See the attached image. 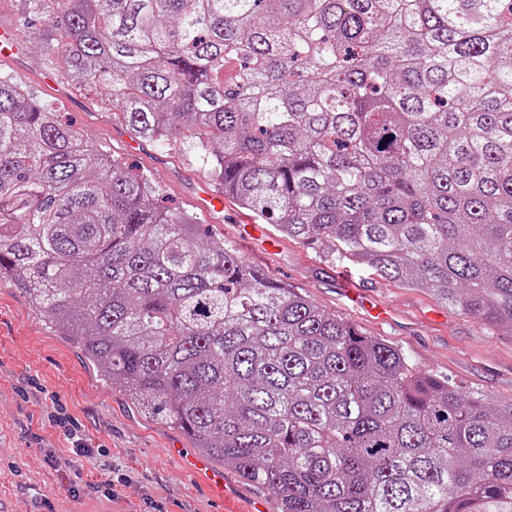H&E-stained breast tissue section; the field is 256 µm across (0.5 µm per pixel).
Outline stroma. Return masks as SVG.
<instances>
[{
    "instance_id": "35a3bbf8",
    "label": "stroma",
    "mask_w": 512,
    "mask_h": 512,
    "mask_svg": "<svg viewBox=\"0 0 512 512\" xmlns=\"http://www.w3.org/2000/svg\"><path fill=\"white\" fill-rule=\"evenodd\" d=\"M59 67L24 46L0 72L28 86L86 141L145 173L165 206L191 210L215 183L178 152L132 138L98 96L40 81ZM203 223L268 276L288 284L367 335L400 348L419 369L466 392L512 400V334L440 306L349 263L330 265L278 237L232 201ZM383 305L379 322L347 292V282ZM189 439L145 414L113 386L82 347L38 314L19 289L0 283V506L8 512H224L223 495L191 480L182 458ZM111 489H104V477Z\"/></svg>"
}]
</instances>
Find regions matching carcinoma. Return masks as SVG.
I'll return each mask as SVG.
<instances>
[{"label": "carcinoma", "mask_w": 512, "mask_h": 512, "mask_svg": "<svg viewBox=\"0 0 512 512\" xmlns=\"http://www.w3.org/2000/svg\"><path fill=\"white\" fill-rule=\"evenodd\" d=\"M21 30L279 236L512 332V0H55ZM274 512H512V401L250 264L0 74V280Z\"/></svg>", "instance_id": "cac0c4a2"}]
</instances>
